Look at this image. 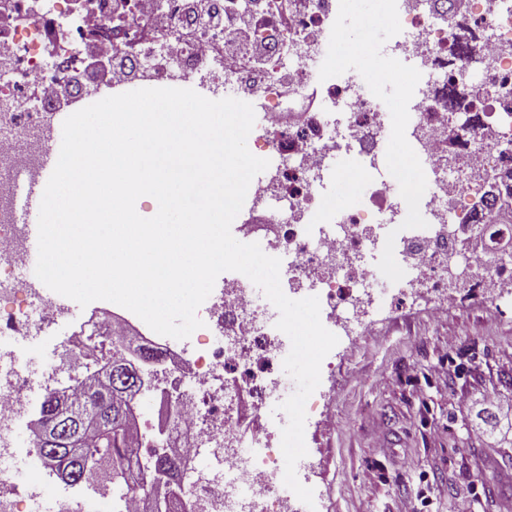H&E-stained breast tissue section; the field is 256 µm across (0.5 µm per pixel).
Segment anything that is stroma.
<instances>
[{
    "label": "stroma",
    "mask_w": 512,
    "mask_h": 512,
    "mask_svg": "<svg viewBox=\"0 0 512 512\" xmlns=\"http://www.w3.org/2000/svg\"><path fill=\"white\" fill-rule=\"evenodd\" d=\"M512 312L460 290L445 318L428 301L388 309L345 345L336 384L307 427L323 512H471L512 503ZM467 387L465 398L455 391ZM495 390L501 405L483 403Z\"/></svg>",
    "instance_id": "1"
}]
</instances>
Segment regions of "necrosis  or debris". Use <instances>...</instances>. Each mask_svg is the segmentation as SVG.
I'll return each instance as SVG.
<instances>
[{"label":"necrosis or debris","mask_w":512,"mask_h":512,"mask_svg":"<svg viewBox=\"0 0 512 512\" xmlns=\"http://www.w3.org/2000/svg\"><path fill=\"white\" fill-rule=\"evenodd\" d=\"M273 2L0 0V338L19 340L0 348V461L19 451L17 432L38 410L35 387L84 368L137 320L119 309L97 339L53 347L40 373L26 367L21 337L53 332L81 312L20 279L28 254L10 183L20 170L38 174L53 144L52 107L83 68L81 47L94 32L109 45L120 85L187 88L198 81L232 89L257 109L248 140L270 165L252 180L243 209L277 225L262 250L280 258L290 293L318 297L321 322L340 341L366 335L378 312L422 291L443 313L454 298L445 265L452 251L468 257L467 286L477 297L512 300V266L486 263L499 242L512 240V224L497 218L503 200L512 199V0H397L402 30L389 52L421 73L406 128L430 178L420 202L427 225L418 229L402 228L400 193L385 176V104L361 75L315 79L339 0H295L286 25ZM158 19L168 30L162 41L149 35ZM33 84L43 90L36 100L27 95ZM314 85L323 107L279 119L285 96L303 97ZM343 155L357 160L368 192L330 211L326 191ZM392 231L405 276L391 293L380 287L377 247ZM198 316L191 368L158 369L159 411L136 418L137 454L159 435L178 448L187 462L182 512H306L282 483L281 424L266 418L286 354L276 314L236 272ZM244 395L257 416L250 425L238 414ZM22 451L28 478L0 495V512H25L46 488L36 449Z\"/></svg>","instance_id":"1"}]
</instances>
